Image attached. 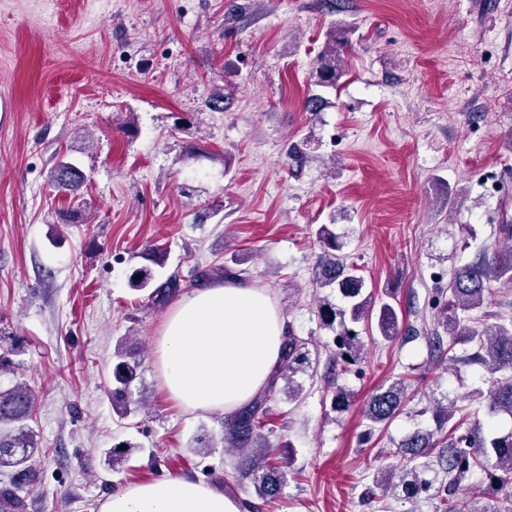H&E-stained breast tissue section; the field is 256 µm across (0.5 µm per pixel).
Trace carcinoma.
Here are the masks:
<instances>
[{
	"label": "carcinoma",
	"mask_w": 512,
	"mask_h": 512,
	"mask_svg": "<svg viewBox=\"0 0 512 512\" xmlns=\"http://www.w3.org/2000/svg\"><path fill=\"white\" fill-rule=\"evenodd\" d=\"M344 40L336 29L328 33L316 67V86L336 87L342 71L340 49ZM49 179L55 187L74 192L84 183L85 175L79 167L61 159L51 168ZM498 239L506 242L507 248L495 245L481 248L471 261L450 273L446 286L436 289L437 324L424 332L436 360L451 365L477 363L488 373V420L475 418L462 432L465 417H456L454 408H432L437 432L417 430L407 435L400 445L399 458L379 480L384 488L399 484L407 498L417 499L430 491V485L419 479L414 462L429 456L436 448L441 449L439 460L444 479L439 491L431 495L436 500V512H480L469 500L459 496L462 483L479 477L494 492L503 478L512 477V431L501 435L493 425L496 416L512 419V318L506 322L473 324L475 317L492 303L496 294L493 285L512 287V224L499 225ZM319 241L323 256L316 270V284L336 290L344 301L339 307L323 299L317 308L320 324L335 333L336 350L330 356L329 368L339 375L352 373L365 353V342L354 325L373 321L378 334L391 339L399 332V314L391 302L365 292L364 278L356 265L339 254L342 249L339 237L326 224L319 229ZM130 284L137 291L152 289L158 302L178 288L175 279L155 285L153 271L148 266L135 269ZM462 344L471 345L472 352L460 357L456 346ZM311 364L310 350L293 331H288L269 389L221 421V443L242 454L240 472L251 476L256 495L262 499L278 496L287 469L286 459L273 457L271 445L262 434L268 418L269 391L281 380L288 402H300L303 386L296 376L306 373ZM138 369L139 360L125 344L118 343L113 352L112 401L126 403ZM425 379V372L413 369L388 386L379 387L364 411L368 421L365 437L371 438L376 428L388 425L397 417L406 405L411 385L422 384ZM37 400L36 391L22 381L0 387V469H10L17 476L11 486L0 487V512H21L20 491L38 479L32 462L34 435L27 426ZM351 402L352 393L345 387L338 385L331 391V405L336 411L346 410Z\"/></svg>",
	"instance_id": "1"
}]
</instances>
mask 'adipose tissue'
I'll return each mask as SVG.
<instances>
[{
  "mask_svg": "<svg viewBox=\"0 0 512 512\" xmlns=\"http://www.w3.org/2000/svg\"><path fill=\"white\" fill-rule=\"evenodd\" d=\"M283 316L261 289L230 278L184 295L156 340L170 397L194 411L232 414L252 399L279 364ZM99 512H242L238 500L186 477L133 484L108 496Z\"/></svg>",
  "mask_w": 512,
  "mask_h": 512,
  "instance_id": "ef3b65f1",
  "label": "adipose tissue"
}]
</instances>
